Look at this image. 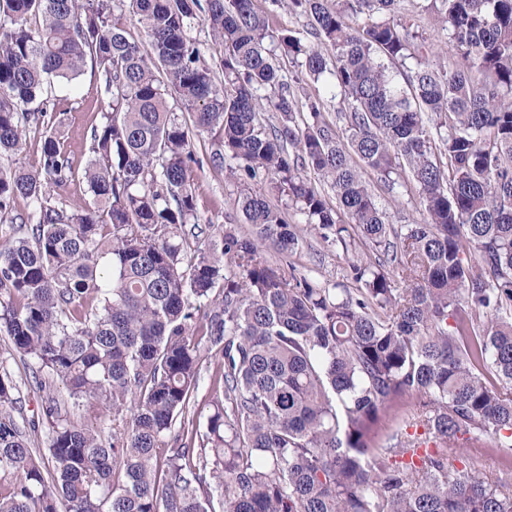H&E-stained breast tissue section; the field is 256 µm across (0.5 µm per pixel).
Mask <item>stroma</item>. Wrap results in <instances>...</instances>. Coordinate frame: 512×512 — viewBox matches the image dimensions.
<instances>
[{"label": "stroma", "mask_w": 512, "mask_h": 512, "mask_svg": "<svg viewBox=\"0 0 512 512\" xmlns=\"http://www.w3.org/2000/svg\"><path fill=\"white\" fill-rule=\"evenodd\" d=\"M99 84L97 72L85 71L72 82H54L52 93L66 100L68 111L61 117L66 143L76 166H83L88 158L90 129L102 122L103 114L98 110L96 88ZM216 144L211 135L205 134L194 140V151L201 162L197 169V208L200 219L199 236L189 238L187 254L204 247L208 242L221 241L226 229L234 228L248 232L243 215L237 204L240 184L230 177L221 166L213 165L211 156ZM261 261L272 267H295L298 276L311 279L319 286L333 288L350 285L349 256L341 246L324 241L320 236L309 235L302 241L296 254L288 256L264 247L259 251ZM6 368L22 390L20 404L24 418L38 422L34 445L44 449L49 445L51 424L42 416L48 398L59 403L60 414L67 420L93 427L101 426L99 411L85 406H75L69 401L65 384L55 376L48 377L47 390H37L32 378V363L21 360L11 351L7 336L0 335V368ZM463 471H478L490 482L503 489L512 490V450L496 448L491 443L483 446L463 445L460 448Z\"/></svg>", "instance_id": "stroma-1"}]
</instances>
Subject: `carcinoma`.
Wrapping results in <instances>:
<instances>
[{
	"label": "carcinoma",
	"instance_id": "carcinoma-1",
	"mask_svg": "<svg viewBox=\"0 0 512 512\" xmlns=\"http://www.w3.org/2000/svg\"><path fill=\"white\" fill-rule=\"evenodd\" d=\"M272 3L313 40L269 30L252 0H0V155L15 156L0 169V333L112 416L107 435L49 401L41 452L0 372V512H512L511 491L454 467L461 440L512 447V0H416L451 64L399 0ZM199 23L223 47L220 77ZM88 64L105 121L79 169L48 86ZM215 129L212 161L243 186L252 230L189 258L192 139ZM369 171L391 190L409 174L424 221L394 224ZM77 180L83 197H54ZM271 195L351 253L353 287L258 260L302 242ZM203 353L217 367L200 434L182 417ZM413 395L408 420L443 445L417 464L407 437L376 441ZM414 0H400L399 5L402 15L411 17L415 26L414 28L423 35L424 38L432 45L434 51H440L443 55L448 56V60H452L455 56L454 46L448 40V36L434 28L430 17L424 14H418L413 8Z\"/></svg>",
	"mask_w": 512,
	"mask_h": 512
}]
</instances>
